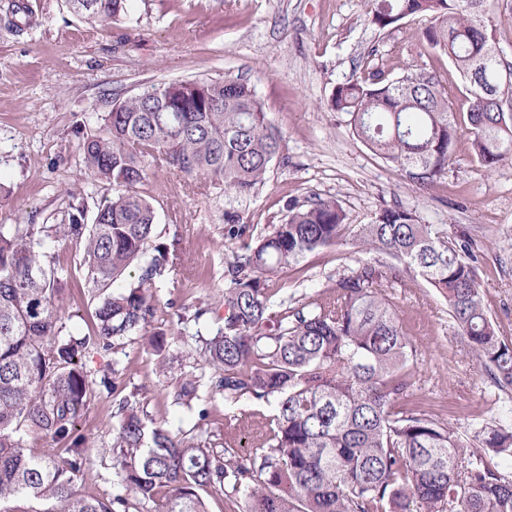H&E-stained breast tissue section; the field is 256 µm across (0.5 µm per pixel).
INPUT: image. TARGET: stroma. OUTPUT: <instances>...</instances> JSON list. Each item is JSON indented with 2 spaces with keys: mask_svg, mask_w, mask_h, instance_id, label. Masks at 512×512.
<instances>
[{
  "mask_svg": "<svg viewBox=\"0 0 512 512\" xmlns=\"http://www.w3.org/2000/svg\"><path fill=\"white\" fill-rule=\"evenodd\" d=\"M13 5L20 11L10 21ZM28 8L37 25L15 31ZM373 9V0H131L126 19L104 24L73 14L66 0H0V225L65 224L77 205L93 221L100 199L113 190L85 172L79 134L103 125L110 100L153 84L220 81L231 74L255 90L282 135L285 160L272 163L264 185L248 198L201 186L152 158L137 187L155 206L162 240L179 239L182 249L181 266L157 290L161 319L174 321L183 336L175 352L179 363L194 365L196 336H212L224 322V266L238 246L224 235L226 212L239 214L247 236L257 241L272 232L289 201L316 195L339 199L353 224L399 204L423 223L447 225L449 239L470 243L483 304L500 336L512 340V161L481 167L462 135L445 178L411 183L353 134L347 115L329 108L336 85L362 78L367 67L393 76L414 65L441 78L457 112L467 109L459 72L416 38L425 19L381 29ZM50 253L66 281L63 331L87 333L94 304L83 244L62 241ZM366 261L387 258L357 244L309 255L273 281L274 309L326 294ZM383 288L412 344L411 405L461 434L478 422L512 419V399L459 335L444 298L409 273ZM202 301L209 311L199 317ZM87 368L114 384L113 391L99 390L79 423L88 450L78 488L87 497L110 499L121 483L110 452L120 399L136 400L149 418L241 453L261 445L256 424L272 414L268 403L250 397L225 404L204 385L193 409L171 405L157 356L136 340L114 353L91 354ZM202 408L209 411L204 420Z\"/></svg>",
  "mask_w": 512,
  "mask_h": 512,
  "instance_id": "1",
  "label": "stroma"
}]
</instances>
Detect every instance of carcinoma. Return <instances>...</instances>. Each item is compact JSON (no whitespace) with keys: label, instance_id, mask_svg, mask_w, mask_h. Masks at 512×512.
<instances>
[{"label":"carcinoma","instance_id":"1","mask_svg":"<svg viewBox=\"0 0 512 512\" xmlns=\"http://www.w3.org/2000/svg\"><path fill=\"white\" fill-rule=\"evenodd\" d=\"M130 0H68L90 22H116ZM488 0H374L385 29L427 15L419 41L448 56L467 85L461 122L442 81L411 66L394 77L375 68L336 86L330 108L351 117L357 136L411 182L447 176L462 133L472 158L492 169L512 161V63L490 56ZM511 78L473 81L483 60ZM85 169L112 186L93 223L75 208L67 224L0 225V512H209L201 492L224 497V512H512V426L476 425L463 437L424 412L406 408L412 346L382 281L410 271L436 288L479 363L504 394L512 392V341L499 336L481 301L465 243L424 224L402 206L368 224H349L334 198L290 202L273 231L232 251L224 268V325L198 340L211 368L207 386L224 402L243 396L273 409L266 447L251 454L217 449L197 435L147 422L131 399L117 404L113 467L122 492L83 497L87 440L78 423L108 375L95 380L85 360L130 340L163 354L173 331L158 326L156 290L180 265L179 243L159 241L152 202L136 191L144 161L161 158L179 172L239 197L264 184L283 151L282 136L255 91L238 77L150 85L114 100L103 128L82 141ZM227 236L246 225L225 214ZM84 243L83 266L95 301L93 331L61 334L64 283L42 250L45 237ZM355 241L389 256L336 280L333 295L281 311L268 283L321 249ZM199 379L182 371L166 397L191 407ZM64 447L50 456L29 444Z\"/></svg>","mask_w":512,"mask_h":512}]
</instances>
